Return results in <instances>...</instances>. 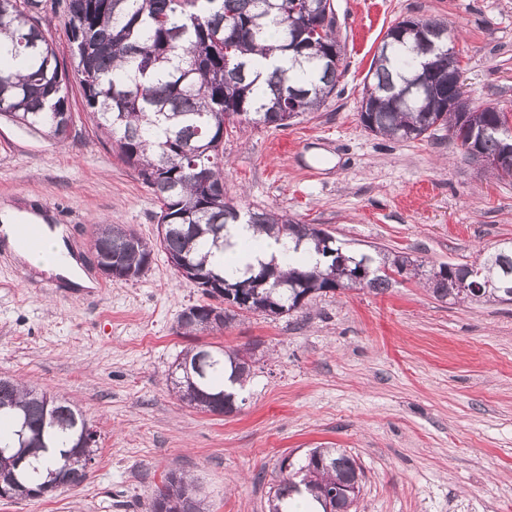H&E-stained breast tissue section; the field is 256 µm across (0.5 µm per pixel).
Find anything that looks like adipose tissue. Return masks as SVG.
Instances as JSON below:
<instances>
[{"instance_id": "1", "label": "adipose tissue", "mask_w": 512, "mask_h": 512, "mask_svg": "<svg viewBox=\"0 0 512 512\" xmlns=\"http://www.w3.org/2000/svg\"><path fill=\"white\" fill-rule=\"evenodd\" d=\"M17 215L14 211H6L0 217V243L4 244L24 264L62 278L71 287L88 288L92 282L83 271L77 257L70 249L63 227L45 228V242L39 252L26 250L14 236V225Z\"/></svg>"}]
</instances>
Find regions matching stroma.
<instances>
[{"label":"stroma","mask_w":512,"mask_h":512,"mask_svg":"<svg viewBox=\"0 0 512 512\" xmlns=\"http://www.w3.org/2000/svg\"><path fill=\"white\" fill-rule=\"evenodd\" d=\"M333 5L344 76L289 127L225 134L230 195L355 251H403L428 267L470 264L512 241V179L476 173L444 133L388 140L357 116L378 45L407 17L454 22L473 106L512 109V0ZM67 92L78 119L64 146L0 117V210H49L93 285L37 277L0 245V376L75 405L97 450L80 486L0 500V512H147L171 472L196 481L208 512H268L280 460L320 445L364 472L352 512H512V302H442L406 281L182 335L179 314L204 297L163 252L138 279L97 267L96 225L155 240L158 204L87 117L76 73ZM200 343L254 353L234 414L168 390L177 356Z\"/></svg>","instance_id":"stroma-1"}]
</instances>
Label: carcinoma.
Here are the masks:
<instances>
[{
    "mask_svg": "<svg viewBox=\"0 0 512 512\" xmlns=\"http://www.w3.org/2000/svg\"><path fill=\"white\" fill-rule=\"evenodd\" d=\"M329 0H64L72 59L81 75L86 107L97 128L138 170L159 212L155 242L124 224H101L92 241L97 264L115 267L112 278L135 279L149 270L155 250L179 259L178 274L209 299L245 275L260 285L245 307L195 304L178 317L183 335L220 329L242 313L278 316L307 306L319 293L368 288L383 291L422 275L423 264L379 250L356 254L324 230L273 209L241 208L224 188V132L237 126L288 127L318 111L343 75L336 25L324 24ZM42 0H0V116L57 143L74 125L66 70L42 27ZM422 31L390 27L365 77L358 112L364 129L388 139L432 138L444 129L461 146L497 155L512 134L495 133L505 110L495 104L457 112V53L448 51L455 29L441 19H421ZM439 38L443 50L430 51ZM432 61L431 71L422 63ZM248 224L259 240L280 243L288 269L275 263L242 270L208 264L217 251L236 246L230 227ZM471 288L491 283L484 303L512 302V242L482 261L441 264L424 286L438 300L474 302L472 292L448 295V279ZM193 347L175 365L170 383L179 400L221 414L235 404L229 380L245 387L252 363L245 354L210 348L203 372ZM13 429L0 431V488L12 499H37L55 486H78L92 458L77 459L88 423L75 406L0 377V416ZM269 512H292L304 499L319 512L329 497L349 512L363 471L338 448H312L302 464L285 458ZM149 512H205L194 481L170 473Z\"/></svg>",
    "mask_w": 512,
    "mask_h": 512,
    "instance_id": "obj_1",
    "label": "carcinoma"
}]
</instances>
